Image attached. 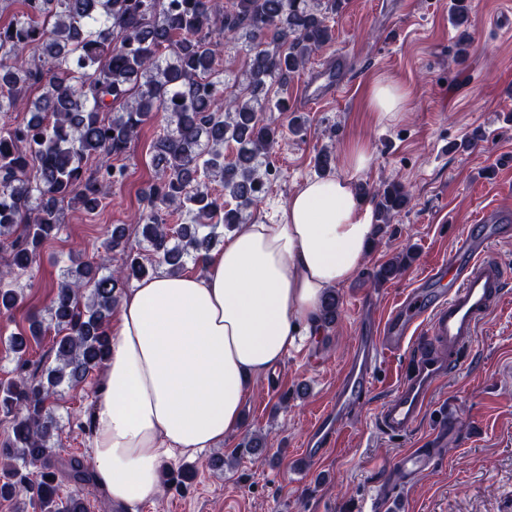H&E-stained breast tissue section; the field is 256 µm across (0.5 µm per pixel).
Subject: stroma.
Masks as SVG:
<instances>
[{
  "label": "stroma",
  "instance_id": "1",
  "mask_svg": "<svg viewBox=\"0 0 512 512\" xmlns=\"http://www.w3.org/2000/svg\"><path fill=\"white\" fill-rule=\"evenodd\" d=\"M449 4L347 0L333 17L334 41L289 82L288 100L305 130L284 132L271 149L270 183L248 210V223H275L289 196L316 176L320 151L330 152L332 173L344 175L352 145L370 156L357 178L360 192L396 181L410 202L381 226L356 277L337 288L335 324L254 380L239 430L214 448L172 461V468L192 470L188 489L163 486L159 500L138 512H512V289L410 432L393 435L377 423L411 357L406 351L384 359L371 397L353 412L337 447L317 462L302 453L368 322L385 317L399 295L447 255L480 209L512 210V0H469L474 41L463 55ZM340 56L345 91L307 104L310 76ZM383 79L409 96L394 120H379L366 106L369 87ZM162 131L161 121L147 124L122 159L125 182L105 206L94 214L67 209L64 232L43 246L25 277L21 305L0 315V381L14 376L9 336L27 330L30 313L48 308L70 251L88 258L104 253L116 225L126 227L128 248L143 251L133 218L144 206L143 191L154 176L150 147ZM405 252L411 259L401 274L374 284L382 265ZM98 382L94 375L82 387L63 389L54 405L64 424L57 442L62 459L88 454L85 435L67 422L93 406ZM256 436L265 442L258 452L246 446ZM416 448L433 454L429 468L409 482L395 463Z\"/></svg>",
  "mask_w": 512,
  "mask_h": 512
}]
</instances>
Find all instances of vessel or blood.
Wrapping results in <instances>:
<instances>
[{
  "mask_svg": "<svg viewBox=\"0 0 512 512\" xmlns=\"http://www.w3.org/2000/svg\"><path fill=\"white\" fill-rule=\"evenodd\" d=\"M342 86L339 73L329 70L312 80L306 93L318 100ZM511 235V214L495 207L481 209L448 255L431 268L422 287L404 293L373 333L357 338L335 394L306 435V459L320 460L335 445L353 405L372 393L384 358L407 349L414 353L412 368L381 405L377 420L391 434L407 433L418 424L436 386L459 367L479 325L503 300L507 273L493 245ZM429 463L428 452L412 451L400 457L398 469L412 481Z\"/></svg>",
  "mask_w": 512,
  "mask_h": 512,
  "instance_id": "b4317fda",
  "label": "vessel or blood"
}]
</instances>
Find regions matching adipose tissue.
Listing matches in <instances>:
<instances>
[{
  "mask_svg": "<svg viewBox=\"0 0 512 512\" xmlns=\"http://www.w3.org/2000/svg\"><path fill=\"white\" fill-rule=\"evenodd\" d=\"M347 175L306 180L275 224H241L202 270L160 272L122 293L86 429L94 477L130 507L160 492L171 459L223 442L242 423L251 379L321 333V302L359 271L378 226Z\"/></svg>",
  "mask_w": 512,
  "mask_h": 512,
  "instance_id": "1",
  "label": "adipose tissue"
}]
</instances>
